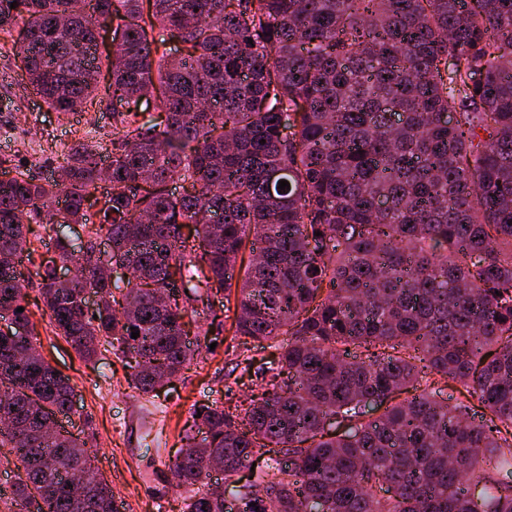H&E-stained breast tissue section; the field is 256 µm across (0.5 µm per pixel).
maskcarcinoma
Listing matches in <instances>:
<instances>
[{
  "instance_id": "cac0c4a2",
  "label": "carcinoma",
  "mask_w": 512,
  "mask_h": 512,
  "mask_svg": "<svg viewBox=\"0 0 512 512\" xmlns=\"http://www.w3.org/2000/svg\"><path fill=\"white\" fill-rule=\"evenodd\" d=\"M0 36L49 109L114 118L107 166L82 139L44 180L0 158L15 505L117 512L60 429L73 387L16 312L27 229L50 224L44 313L82 358L134 359L145 394L210 348L184 318L224 296L261 393L198 408L204 437L170 465L197 488L183 512H512V0H0ZM94 222L72 249L62 229ZM102 234L138 282L100 275Z\"/></svg>"
}]
</instances>
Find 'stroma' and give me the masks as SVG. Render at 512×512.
Here are the masks:
<instances>
[{
	"mask_svg": "<svg viewBox=\"0 0 512 512\" xmlns=\"http://www.w3.org/2000/svg\"><path fill=\"white\" fill-rule=\"evenodd\" d=\"M17 52L13 40H0V157L46 177L58 152L76 139L110 155L111 106L70 114L47 111L20 84ZM21 268L29 273L31 265L25 262ZM25 286L40 351L74 388L73 433L94 450V464L111 487L120 512H182L190 491L176 485L169 465L185 447L186 434L196 431L194 408L224 401L226 388L240 396L252 388L249 375L235 367L229 322H221L220 341L213 352L155 392L144 394L130 384L127 359L109 345L100 346L93 361L81 359L42 314L36 276L29 273Z\"/></svg>",
	"mask_w": 512,
	"mask_h": 512,
	"instance_id": "35a3bbf8",
	"label": "stroma"
}]
</instances>
